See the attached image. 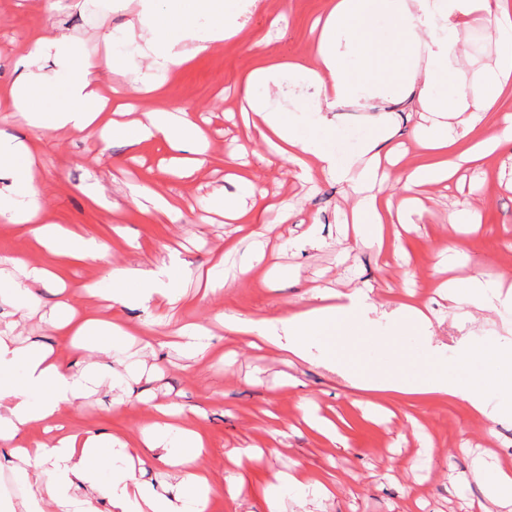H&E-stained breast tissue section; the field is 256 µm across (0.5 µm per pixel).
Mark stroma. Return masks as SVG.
Masks as SVG:
<instances>
[{"instance_id":"1","label":"stroma","mask_w":512,"mask_h":512,"mask_svg":"<svg viewBox=\"0 0 512 512\" xmlns=\"http://www.w3.org/2000/svg\"><path fill=\"white\" fill-rule=\"evenodd\" d=\"M261 2V10L235 39L166 75L159 91L134 92L125 76L108 68L97 76L102 90L117 91L133 115L177 109L192 118H206L209 146L193 175L163 172L159 164L167 152L158 140L133 151L123 141H104L96 134L40 135V199L47 220L110 248L109 262L70 261L60 266L69 301L76 308L87 307L82 285L105 279L114 265L148 269L175 262L189 269L181 281L186 298L174 307L172 324L155 323L135 306H115L105 315L130 325L136 339L162 340L146 369L131 380L133 392L156 403L181 405L209 441L202 468L220 481H242L243 495L219 502L213 512H267L269 487L294 460L336 492L330 498L285 494L282 512H512L511 505L487 501L481 486L494 462L512 466V421L475 418L464 403L433 396L354 389L321 364L234 339L219 321L223 314L278 318L312 306L314 287L347 292L368 283L377 302L428 305L442 321L435 338L444 344L446 356H453L458 341L469 334L488 343L512 338V315L488 312L477 323L449 327L448 304L436 293L441 275L435 270L441 253L453 245L461 254L456 275L512 283V153L500 150L481 169L461 171L449 188L421 187V219L415 228L392 234L386 251L348 248L340 223L350 202L341 187L319 172L301 180L291 163L272 158L263 141H242L244 127L237 117L240 78L256 63L247 44L265 39L278 56L311 55L312 25L328 7V0ZM137 9L133 2L128 9L112 10L106 0H88L79 9L72 0H0V82L17 77L16 60L28 50L33 31L63 32L94 49L105 33L126 30ZM460 39L468 52L467 74L493 65L494 28L469 27ZM240 143L246 155L232 158ZM228 174L244 176L268 191L253 203L250 222L240 230L217 215L207 222L202 219V204L224 190ZM143 186L182 200L181 217L150 218L131 199L132 189ZM473 192L482 203L477 226L469 231L449 223L448 214L457 200ZM312 223L322 240L316 249L301 242ZM256 239L283 246L280 270L258 266L216 294L205 297L198 292L192 272L211 251L231 243L244 253ZM38 297L36 311L22 319L12 304L1 302L0 321L16 323L21 339L60 347L63 339L48 322L58 300L55 285L39 288ZM177 323L210 329L214 357L186 358L167 348ZM288 376L296 379V386H283ZM112 398L105 390L88 397L69 427L80 433L109 432L136 447L149 421L147 408L134 401L116 408ZM369 400L391 408L393 417L378 423L365 415L363 406ZM306 401L341 423L346 446L333 445L305 426L300 405ZM464 444L469 454L460 453ZM247 446L263 449V460L235 466L234 449ZM457 475L470 484L465 494H456L450 486Z\"/></svg>"}]
</instances>
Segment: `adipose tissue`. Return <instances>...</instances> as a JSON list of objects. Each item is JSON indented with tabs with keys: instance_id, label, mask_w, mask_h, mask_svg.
<instances>
[{
	"instance_id": "adipose-tissue-1",
	"label": "adipose tissue",
	"mask_w": 512,
	"mask_h": 512,
	"mask_svg": "<svg viewBox=\"0 0 512 512\" xmlns=\"http://www.w3.org/2000/svg\"><path fill=\"white\" fill-rule=\"evenodd\" d=\"M260 6L261 0H138L137 23L128 34L142 40L147 64L126 65L117 52L112 67L127 75L133 90H152L158 76L236 37L247 14ZM474 24L494 25L500 48L492 67L469 78L460 31ZM29 41V52L16 63L19 77L0 86L1 111L21 113L38 131L100 133L121 138L132 149L159 139L168 147L172 171L201 166L204 126L164 110L144 113L129 125L117 123L96 81L103 66L97 52L65 34L35 33ZM47 55L60 63L52 76L38 67ZM286 72L299 76L307 93L283 108L274 104L271 91ZM511 82L512 12L504 0H331L312 56L248 71L242 110L252 116L248 138L271 145L302 176L318 170L342 185L354 201L356 241L380 248L388 240L386 224H407L417 214L419 187L449 181L461 170L480 167L496 148L512 146V115L496 136L473 147L463 145ZM372 104L379 114L370 133L358 151L343 152L337 145V109ZM399 107L416 116L415 135L427 156L407 170L395 199L386 200L376 188L402 158L392 126ZM38 156L35 141L0 140V178L9 181L7 192L0 193V220L56 258L107 260V244L45 220L35 170ZM257 192L253 181L241 178L235 192L210 198L207 208L242 223L249 215L247 201ZM178 276V269L165 264L150 270L115 266L105 286L89 292L111 306L161 310L176 301ZM55 277V267L48 264L20 256L0 259V299L35 309L36 286ZM373 293L370 286L346 293L320 289L307 310L276 320L229 315L225 328L299 360L322 361L357 388L438 395L465 402L473 415L493 422L512 419V375H503L512 372V339L461 343L448 368L441 346L433 342L429 308L398 305L389 331L381 335L368 318L376 308ZM439 296L452 312L465 302L477 316L488 310L512 313V286L500 282L451 279L440 284ZM57 309L54 329L88 358L79 370H70L54 348L22 343L13 324L0 328V448L8 455L0 472H8L21 489L18 495L0 497V512H210L218 496L237 498L242 485L221 483L200 467L206 437L171 406L149 405V421L135 449L113 434L66 429L62 419L76 404L103 386L128 390L135 369L107 371L102 364L127 349L130 326L92 309L76 310L65 300ZM411 333L421 336L419 349L404 344ZM367 337L379 348L377 361L362 353ZM35 425L48 433V440L28 439ZM153 459L167 469L174 492L158 490L137 476L136 466ZM288 491L327 497L333 488L292 464L270 493L267 512H281V496Z\"/></svg>"
}]
</instances>
